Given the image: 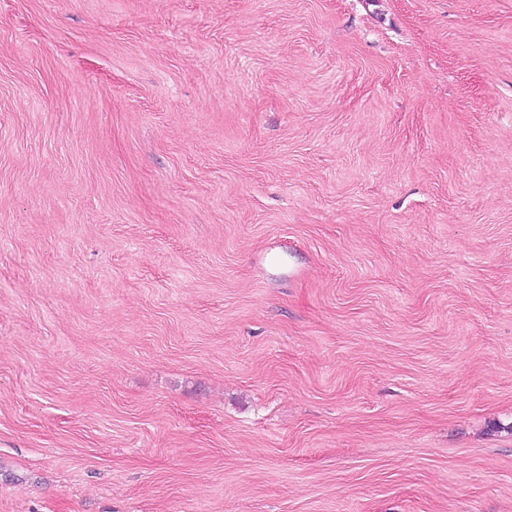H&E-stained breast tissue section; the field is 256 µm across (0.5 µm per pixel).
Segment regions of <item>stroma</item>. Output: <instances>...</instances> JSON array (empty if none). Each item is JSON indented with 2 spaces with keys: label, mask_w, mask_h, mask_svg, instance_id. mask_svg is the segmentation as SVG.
Segmentation results:
<instances>
[{
  "label": "stroma",
  "mask_w": 512,
  "mask_h": 512,
  "mask_svg": "<svg viewBox=\"0 0 512 512\" xmlns=\"http://www.w3.org/2000/svg\"><path fill=\"white\" fill-rule=\"evenodd\" d=\"M0 512H512V0H0Z\"/></svg>",
  "instance_id": "35a3bbf8"
}]
</instances>
